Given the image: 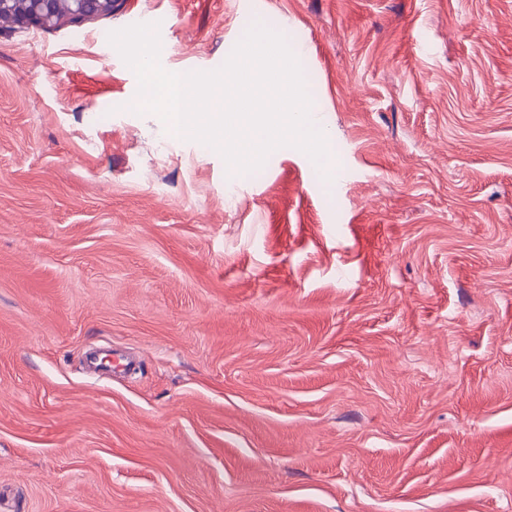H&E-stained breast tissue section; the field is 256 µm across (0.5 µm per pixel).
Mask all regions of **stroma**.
<instances>
[{
	"label": "stroma",
	"mask_w": 512,
	"mask_h": 512,
	"mask_svg": "<svg viewBox=\"0 0 512 512\" xmlns=\"http://www.w3.org/2000/svg\"><path fill=\"white\" fill-rule=\"evenodd\" d=\"M132 17L177 73L279 21L325 167L231 175L130 111ZM106 343L140 370L89 377ZM0 507L512 512V0L0 29Z\"/></svg>",
	"instance_id": "obj_1"
}]
</instances>
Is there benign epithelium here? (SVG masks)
<instances>
[{
  "label": "benign epithelium",
  "instance_id": "1",
  "mask_svg": "<svg viewBox=\"0 0 512 512\" xmlns=\"http://www.w3.org/2000/svg\"><path fill=\"white\" fill-rule=\"evenodd\" d=\"M116 0H0V14L14 17L16 25L48 27L67 17L81 22L109 13Z\"/></svg>",
  "mask_w": 512,
  "mask_h": 512
}]
</instances>
